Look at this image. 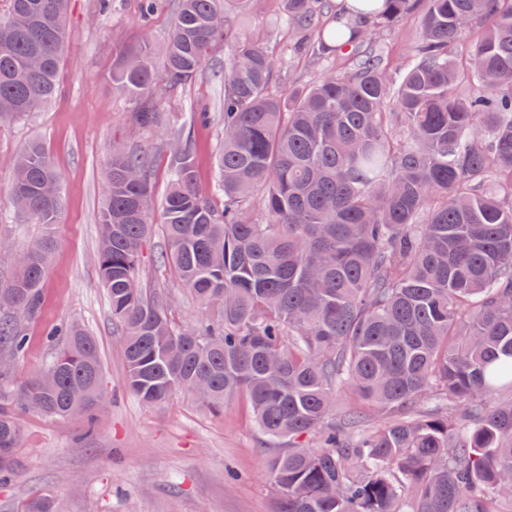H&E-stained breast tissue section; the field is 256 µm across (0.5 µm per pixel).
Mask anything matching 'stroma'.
<instances>
[{"instance_id": "obj_1", "label": "stroma", "mask_w": 512, "mask_h": 512, "mask_svg": "<svg viewBox=\"0 0 512 512\" xmlns=\"http://www.w3.org/2000/svg\"><path fill=\"white\" fill-rule=\"evenodd\" d=\"M174 0H159L143 17L138 0H111L100 11L98 0H70L68 39L53 97L22 120L0 126V282L16 269V255L40 239V224L16 216L10 195L11 163L30 143H40L63 179V205L54 234L57 245L42 282L39 316L26 324L28 345L16 373L33 377L49 353L43 332L59 323L77 322L98 340L108 402L98 411L92 437L82 435L79 420L21 416L23 445L11 476L0 480V512H22L34 494L47 493L58 512H276L266 471L272 453L252 421L247 403L237 398L216 412L193 393L173 394L146 404L129 393L120 339L112 329L107 293L97 273V220L105 190L106 159L113 143L150 151L155 198H163L170 176L166 143L182 132L193 141L198 183L217 181L214 157L220 145L224 110V69L230 52L217 44L197 75L173 91H159L156 107L162 122L154 132L134 126L135 104L112 88L121 53L150 43L156 62L175 16ZM236 35L263 42L274 62L271 90L282 93L316 82L336 70L330 56L317 61L294 48L283 21L282 0H237ZM423 23L408 15L396 28L374 34L394 68L411 59ZM208 109L209 125L195 114ZM167 241L161 226L142 243L140 282L162 289L173 299L172 315L181 322H206L214 312L180 286L170 265L161 261Z\"/></svg>"}]
</instances>
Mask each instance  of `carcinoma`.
<instances>
[{"mask_svg":"<svg viewBox=\"0 0 512 512\" xmlns=\"http://www.w3.org/2000/svg\"><path fill=\"white\" fill-rule=\"evenodd\" d=\"M0 13V125L54 93L70 0H8ZM237 0H178L164 71L150 47L123 55L112 87L143 130L151 93L177 88L228 38ZM311 56L343 67L305 89L269 91L263 43L234 39L224 70L216 191L196 182L189 139L166 148L170 185L155 216L147 150L113 145L99 210L97 264L123 344L126 384L146 404L190 391L209 408L244 397L280 444L268 463L277 512H512V0H386L371 23L324 0H283ZM424 15L414 59L387 65L371 38ZM483 24L465 64L454 41ZM62 179L29 145L10 198L51 226ZM268 216L252 218L254 206ZM181 285L217 311L174 320L171 299L139 286L155 223ZM54 238L21 250L0 283V380L42 307ZM38 376L0 387V474L14 470L19 415L77 417L84 434L107 401L95 337L54 327ZM347 386L362 406L336 411ZM314 436L315 446L304 443ZM23 512H55L47 495Z\"/></svg>","mask_w":512,"mask_h":512,"instance_id":"cac0c4a2","label":"carcinoma"}]
</instances>
